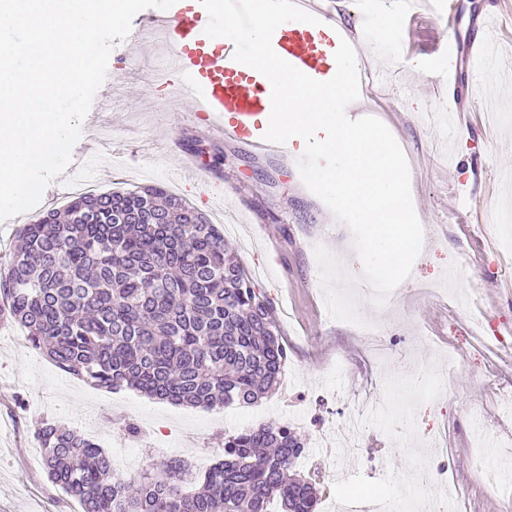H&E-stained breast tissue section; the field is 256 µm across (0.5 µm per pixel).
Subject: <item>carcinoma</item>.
Returning <instances> with one entry per match:
<instances>
[{"label":"carcinoma","mask_w":512,"mask_h":512,"mask_svg":"<svg viewBox=\"0 0 512 512\" xmlns=\"http://www.w3.org/2000/svg\"><path fill=\"white\" fill-rule=\"evenodd\" d=\"M0 271V320L57 367L100 388L175 405H251L287 361L272 303L253 288L224 233L158 186L86 194L19 232ZM48 478L82 512H318L294 472L305 438L268 424L224 439L195 475L178 460L138 479L81 434L42 424Z\"/></svg>","instance_id":"carcinoma-1"}]
</instances>
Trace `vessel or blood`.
Here are the masks:
<instances>
[{"instance_id":"1","label":"vessel or blood","mask_w":512,"mask_h":512,"mask_svg":"<svg viewBox=\"0 0 512 512\" xmlns=\"http://www.w3.org/2000/svg\"><path fill=\"white\" fill-rule=\"evenodd\" d=\"M301 10L319 18V25L290 21L280 25L273 35L276 53L310 77L326 81L336 72L334 53L340 41L356 43L352 29L337 25L328 0H294ZM208 15L202 6L187 11L180 4L156 10L144 23L160 36L167 65L159 79L170 95L188 102L191 118L208 132L234 140L253 151L281 156L292 151V144L278 145L264 140L271 113V94L267 78L248 73L246 65L233 58L229 39L211 38L205 33ZM454 40L450 78L473 65L475 55L489 58L495 54L496 34L486 17L471 21L468 35L449 28ZM480 90L475 79H466L453 87L449 98L455 118H462ZM175 181L199 177L202 166L196 155L187 153L172 166Z\"/></svg>"}]
</instances>
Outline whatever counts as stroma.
Returning <instances> with one entry per match:
<instances>
[{"label": "stroma", "instance_id": "stroma-1", "mask_svg": "<svg viewBox=\"0 0 512 512\" xmlns=\"http://www.w3.org/2000/svg\"><path fill=\"white\" fill-rule=\"evenodd\" d=\"M443 5L414 23L394 14L370 38L367 64L382 72L368 108L406 158L425 230L412 273L376 307L374 290L350 277L349 228L282 157L244 149L196 129L187 104L173 102L145 64L108 69L112 106L92 105L60 175L35 209L0 223V266L18 229L73 199L71 177L99 191L154 185L204 214L226 193L243 207L227 241L257 292L274 307L288 353L280 386L252 405L207 408L153 400L123 387L100 389L32 349L22 330L0 324V512H81L43 467L35 432L51 422L116 455L132 448L124 478L186 460L208 470L225 436L285 422L306 439L297 469L318 474L327 501L371 498L395 512H505L512 504V81L479 63L485 91L460 124L447 111L450 40ZM112 143L111 151L98 147ZM194 151L201 178H168L162 143ZM466 211V223L457 214ZM136 434H128L126 425ZM483 455L499 476L487 486L472 465ZM320 456V468L310 464ZM447 467L455 495L408 485L414 469Z\"/></svg>", "mask_w": 512, "mask_h": 512}]
</instances>
